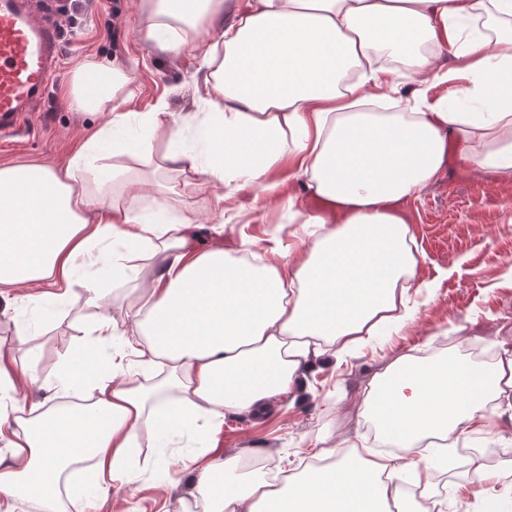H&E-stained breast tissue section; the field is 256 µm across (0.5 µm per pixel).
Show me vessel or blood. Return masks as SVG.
Masks as SVG:
<instances>
[{"mask_svg": "<svg viewBox=\"0 0 512 512\" xmlns=\"http://www.w3.org/2000/svg\"><path fill=\"white\" fill-rule=\"evenodd\" d=\"M47 0H0V135L19 132L42 101L60 59Z\"/></svg>", "mask_w": 512, "mask_h": 512, "instance_id": "b4317fda", "label": "vessel or blood"}]
</instances>
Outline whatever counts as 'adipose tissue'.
<instances>
[{"instance_id":"adipose-tissue-1","label":"adipose tissue","mask_w":512,"mask_h":512,"mask_svg":"<svg viewBox=\"0 0 512 512\" xmlns=\"http://www.w3.org/2000/svg\"><path fill=\"white\" fill-rule=\"evenodd\" d=\"M145 10L149 41L201 57L206 95L192 115L162 105L147 115L170 141L193 128L201 141L160 156L133 185L161 195L166 175L189 171L272 194V175L286 163L336 213L289 211L290 223L320 230L306 258L260 254L251 263L197 246L195 216L165 206L150 220L132 200L110 196L124 170L100 179L98 196L79 190L99 173L88 149L61 173L1 167L0 288L77 282L97 319L89 341L62 361L60 395L79 384L87 399L70 409L18 399L36 381L14 356L26 333L0 337V512L24 502L59 512L55 487L75 462L91 458L107 491L144 436L257 415L276 398L308 393V372L329 358L342 363L365 337L401 328L418 312V245L402 208L442 170L449 142L467 151L485 139L478 168L512 177V85L494 81L512 70V0H239L229 15L224 0H145ZM445 49L474 76L462 94L500 99L497 111L427 102L422 87L440 77ZM392 61L416 87L408 111H363L373 90L385 88ZM90 69L102 81L74 77V108L119 111L130 76L108 62ZM117 239L145 246L151 275L125 330L105 313L96 277L77 276L83 266L123 265L110 248ZM109 345L115 354L102 359ZM156 364L163 370L153 378L130 374ZM363 404L379 433L412 454L418 496L378 481L391 464L368 447L359 462L339 457L308 476L283 469L270 477L237 454L189 457L183 470L195 492L182 512H380L390 501L398 512H444L431 490L435 451L426 442L492 429L512 413V349L489 364L400 355L374 374Z\"/></svg>"}]
</instances>
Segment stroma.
Instances as JSON below:
<instances>
[{
	"mask_svg": "<svg viewBox=\"0 0 512 512\" xmlns=\"http://www.w3.org/2000/svg\"><path fill=\"white\" fill-rule=\"evenodd\" d=\"M55 19L62 31V69L26 129L0 139V168L30 166L64 170L79 146L93 134L109 130L108 112H78L69 96L77 67L108 58L132 79L133 98L124 105L123 130L141 142L140 164L149 167L166 149L158 131L142 123L158 102L184 116L196 111L204 95L201 60L189 53L168 54L144 38L142 0H60ZM275 195L261 186L236 190L227 205L216 203V191L203 179L185 185L172 176L164 203L197 214L213 228L211 241L237 255L242 252L293 251L301 255L312 242L309 228L288 221V200L304 189L289 167L275 175ZM406 217L421 254L415 280L432 287L431 297L402 331L361 346L341 368L311 375V393L290 400L278 398L261 415L229 414L209 441L172 436L167 448H148L143 461H130L121 481L107 497L82 488V469L66 476L63 500H80L84 512H180L189 491L182 461L190 455L213 458L227 454L262 457L276 468L301 472L312 467L317 448L345 439V457L358 445H372L363 416V400L372 376L396 356L441 355L452 345L478 361H493L500 343L512 345V179L486 173L452 147L448 163L423 194L406 203ZM52 317L26 303L23 289L0 298V336L15 325L31 323L36 334L17 357L38 377L21 398L41 402L58 381L65 350L83 341L95 319L80 286H72L54 305ZM454 463L435 473L433 491L448 504L447 512H485L486 503L512 496V420L498 419L493 433L466 431L450 441ZM498 473L495 488L475 481L474 462Z\"/></svg>",
	"mask_w": 512,
	"mask_h": 512,
	"instance_id": "stroma-1",
	"label": "stroma"
}]
</instances>
